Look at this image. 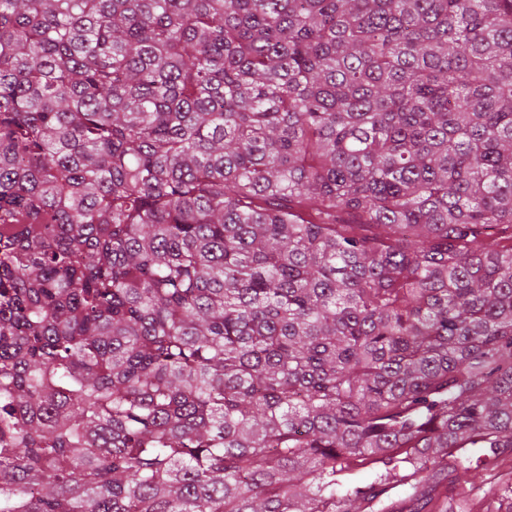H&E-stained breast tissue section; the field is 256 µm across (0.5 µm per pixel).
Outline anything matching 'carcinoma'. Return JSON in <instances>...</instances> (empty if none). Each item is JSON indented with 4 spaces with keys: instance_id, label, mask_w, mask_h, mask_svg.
I'll return each instance as SVG.
<instances>
[{
    "instance_id": "obj_1",
    "label": "carcinoma",
    "mask_w": 512,
    "mask_h": 512,
    "mask_svg": "<svg viewBox=\"0 0 512 512\" xmlns=\"http://www.w3.org/2000/svg\"><path fill=\"white\" fill-rule=\"evenodd\" d=\"M473 448L512 0H0V512H424Z\"/></svg>"
}]
</instances>
